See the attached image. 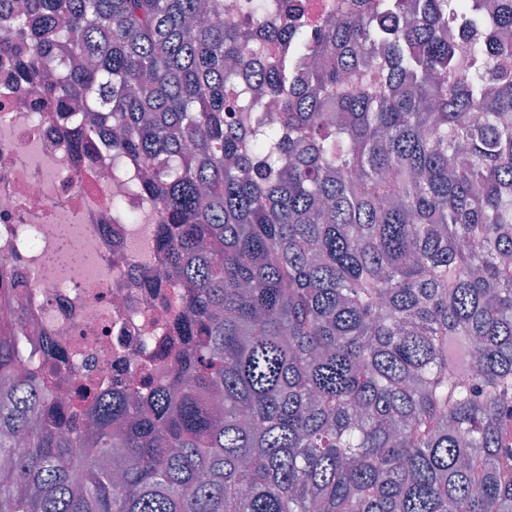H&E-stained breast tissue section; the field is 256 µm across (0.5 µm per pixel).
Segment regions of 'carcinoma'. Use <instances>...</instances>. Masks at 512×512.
<instances>
[{
  "mask_svg": "<svg viewBox=\"0 0 512 512\" xmlns=\"http://www.w3.org/2000/svg\"><path fill=\"white\" fill-rule=\"evenodd\" d=\"M508 30L512 0L0 16L14 92L145 170L182 338L87 428L0 335V512H512Z\"/></svg>",
  "mask_w": 512,
  "mask_h": 512,
  "instance_id": "1",
  "label": "carcinoma"
}]
</instances>
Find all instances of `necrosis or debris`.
<instances>
[{"mask_svg": "<svg viewBox=\"0 0 512 512\" xmlns=\"http://www.w3.org/2000/svg\"><path fill=\"white\" fill-rule=\"evenodd\" d=\"M13 67L0 56V324L25 310L18 346H63L53 379L62 393L136 383L148 369L166 384L171 344L158 317L165 289L143 287L135 241L150 223L116 224L113 202L129 213L151 206L130 190L135 170L119 174L112 152L73 145L74 119L42 111L5 86Z\"/></svg>", "mask_w": 512, "mask_h": 512, "instance_id": "necrosis-or-debris-1", "label": "necrosis or debris"}]
</instances>
